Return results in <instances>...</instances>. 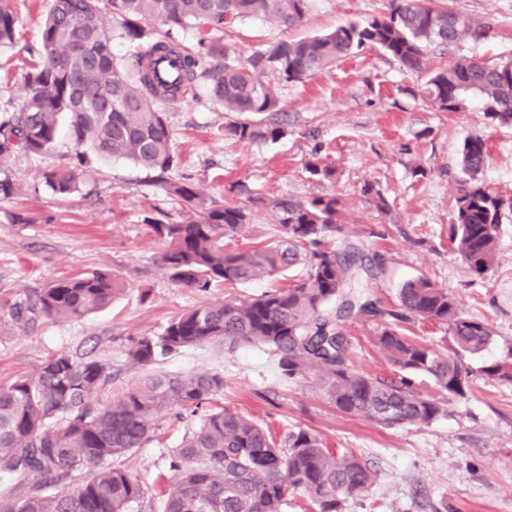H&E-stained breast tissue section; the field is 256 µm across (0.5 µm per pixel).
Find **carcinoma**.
Masks as SVG:
<instances>
[{
    "label": "carcinoma",
    "instance_id": "cac0c4a2",
    "mask_svg": "<svg viewBox=\"0 0 512 512\" xmlns=\"http://www.w3.org/2000/svg\"><path fill=\"white\" fill-rule=\"evenodd\" d=\"M121 20L134 53L126 63L113 55L102 16ZM308 0H53L41 28L39 59L25 73L27 96L18 110L0 107V168L18 153L41 156L53 147L58 118L69 119L74 146L70 162L47 169L55 193L74 191L88 147L104 158H126L165 173L174 166V132L167 112L183 84L202 78L209 99L235 114L224 137L238 142L277 141L287 129L275 119L279 86L296 82L366 47L377 48L412 72L426 68L428 48L478 40L486 29L448 4L391 0L390 12L334 30L275 41L243 60L230 47L200 39L189 49L172 38L155 39L152 26L224 32L252 17L286 26L300 23ZM19 16L0 0V44H11ZM171 62L179 74L161 80L156 64ZM440 112H462L477 97L492 123L512 124V64L492 67L461 57L431 74L422 89ZM487 159L485 141L462 146L455 218L450 243L477 276L492 268L504 208L512 197L477 183ZM167 193L186 204L178 221L144 222L161 245L157 264L176 286L208 292L275 277L303 265L305 274L286 288L273 287L243 301H206L173 316L162 331L131 341L128 357L152 366L185 348L230 341L267 346L278 359L281 381L321 384L339 411L387 427H417L467 397L483 375L512 380L508 365L473 368L469 359L492 340L483 321L465 316L456 298L428 279L403 283L397 304L382 306L367 291L386 273L384 259L352 242L336 244L344 213L334 195L306 199L256 196L253 208L235 198L206 202L193 183L171 182ZM274 212L280 239L264 246L226 248L253 211ZM120 279L105 270L65 277L35 299L10 309L17 322L80 318L112 304ZM350 318L377 323L374 342L395 376L355 369L346 334ZM419 319L442 326L448 348L406 333ZM425 376L440 397L420 392ZM109 366L87 354L61 351L33 376L0 386V507L3 512H130L144 488L115 464L151 440L162 419L183 422L224 392V376L209 371L184 376L152 375L105 404L95 397L109 382ZM175 490L164 512H281L293 490L303 491L315 512H343L347 500L370 491L375 474L353 452L325 447L312 431L288 430L276 440L253 419L227 407L204 415L169 456Z\"/></svg>",
    "mask_w": 512,
    "mask_h": 512
}]
</instances>
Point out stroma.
Segmentation results:
<instances>
[{"label": "stroma", "instance_id": "35a3bbf8", "mask_svg": "<svg viewBox=\"0 0 512 512\" xmlns=\"http://www.w3.org/2000/svg\"><path fill=\"white\" fill-rule=\"evenodd\" d=\"M20 24L16 43L0 46V103L21 106L24 75L38 59L40 27L52 0H13ZM389 0H309L306 18L283 27L251 18L225 33L226 44L248 57L266 44L328 32L348 21L379 15ZM451 7L484 26L474 42L429 50L438 69L460 57L491 66L512 64V0H451ZM424 79L383 52L366 49L281 89L288 127L274 142H236L223 136L232 113L212 104L204 84L176 102L168 114L175 134L178 168L158 180L132 161L90 155L68 196L42 180L48 167L68 163L74 147L60 128L53 150L42 157L16 155L0 179L15 195L0 199V385L36 372L60 351L92 353L112 373L100 391L108 400L137 385L146 368L131 362L129 339L159 333L176 314L202 302L247 299L302 275L299 267L270 279L200 293L171 283L156 263L158 243L143 222L180 219L181 207L166 182L190 179L208 199L224 198L230 186L254 194L305 199L333 194L346 209L342 236L383 254L384 277L375 297L394 305L397 290L426 277L447 288L462 313L487 323L491 344L473 365L512 357V211L502 217L497 257L485 277L475 276L453 252L450 227L461 179L460 151L466 136L486 140L489 155L480 175L490 189L512 196V125L487 120L479 102L464 112L435 111L422 94ZM317 160L336 170L334 180L313 178ZM372 193H365V184ZM386 199L388 211L377 202ZM24 223H15V215ZM96 269L116 274L124 289L112 305L80 319L11 321L8 308L35 295L51 280ZM353 363L361 371L388 375L392 368L374 344V322L347 326ZM155 372L180 375L211 371L224 377L216 405L244 412L274 434L301 426L330 448L352 449L376 473L365 498L347 501L344 512H512V381L477 379L467 399L451 404L431 424L388 428L347 415L332 405L312 380L291 386L278 378L276 358L265 347L212 343L185 350L155 365ZM188 423L161 422L144 447L121 459L143 484L131 512H163L170 491L168 455Z\"/></svg>", "mask_w": 512, "mask_h": 512}]
</instances>
